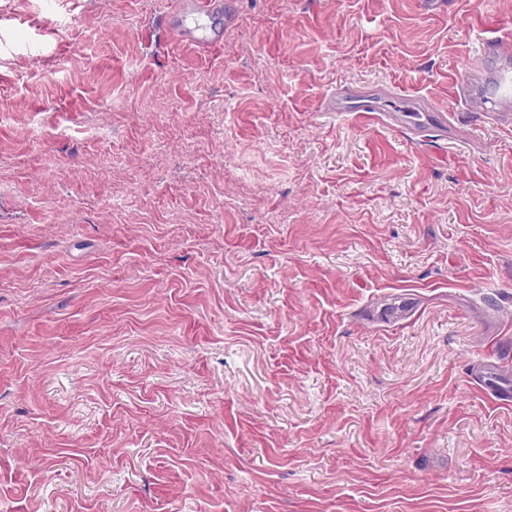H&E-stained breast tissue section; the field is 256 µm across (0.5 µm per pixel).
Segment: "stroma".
<instances>
[{
  "instance_id": "obj_1",
  "label": "stroma",
  "mask_w": 512,
  "mask_h": 512,
  "mask_svg": "<svg viewBox=\"0 0 512 512\" xmlns=\"http://www.w3.org/2000/svg\"><path fill=\"white\" fill-rule=\"evenodd\" d=\"M169 7L0 0V512H512V0ZM219 0H178L175 8L164 15L168 30L179 40L197 45L204 50L213 49L218 40L207 28L189 22L188 19H202L214 16L222 9ZM466 112H497L512 125V49L497 37L485 40L483 56L470 59L453 78ZM399 101V106L392 110H386L381 101L367 97L358 96L351 92H344L341 96L333 98L331 100V107L337 112H362L364 115H375L367 114L372 112H398V118L401 123L413 126H420L421 116L423 112H442L438 109L428 106H422L419 99L410 94L404 92V94L396 96Z\"/></svg>"
}]
</instances>
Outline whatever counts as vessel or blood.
Returning <instances> with one entry per match:
<instances>
[{"label": "vessel or blood", "instance_id": "1", "mask_svg": "<svg viewBox=\"0 0 512 512\" xmlns=\"http://www.w3.org/2000/svg\"><path fill=\"white\" fill-rule=\"evenodd\" d=\"M222 7L221 0H177L175 8L165 14L169 31L179 40L210 50L217 41L203 18L214 16ZM454 92L468 112H493L505 125H512V48L495 37L487 38L483 54L467 61L453 78ZM401 123L417 126L424 112L418 98L409 93L398 97ZM331 106L339 112L372 113L382 111L381 101L350 92L333 98Z\"/></svg>", "mask_w": 512, "mask_h": 512}]
</instances>
